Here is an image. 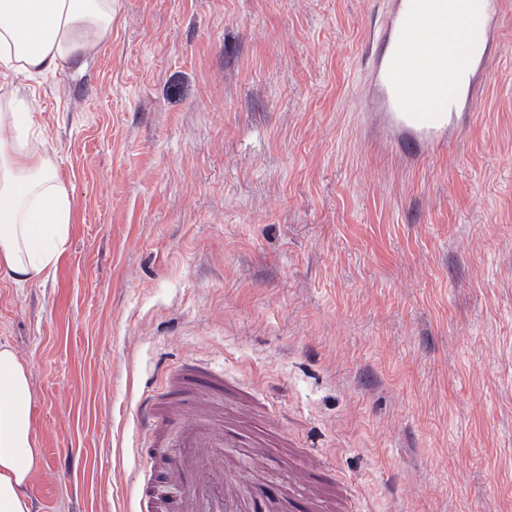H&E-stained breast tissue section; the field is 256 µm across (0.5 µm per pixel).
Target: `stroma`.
I'll return each mask as SVG.
<instances>
[{
	"label": "stroma",
	"instance_id": "1",
	"mask_svg": "<svg viewBox=\"0 0 512 512\" xmlns=\"http://www.w3.org/2000/svg\"><path fill=\"white\" fill-rule=\"evenodd\" d=\"M383 0H112L90 59L27 80L74 222L0 274L29 370L32 512H137L138 405L179 360L258 386L366 512H512V5L444 153L364 112Z\"/></svg>",
	"mask_w": 512,
	"mask_h": 512
}]
</instances>
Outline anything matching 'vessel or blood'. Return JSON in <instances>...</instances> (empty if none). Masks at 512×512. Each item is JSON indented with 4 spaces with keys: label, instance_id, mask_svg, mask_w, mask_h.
I'll use <instances>...</instances> for the list:
<instances>
[{
    "label": "vessel or blood",
    "instance_id": "b4317fda",
    "mask_svg": "<svg viewBox=\"0 0 512 512\" xmlns=\"http://www.w3.org/2000/svg\"><path fill=\"white\" fill-rule=\"evenodd\" d=\"M503 6V0H385L373 26L372 85L364 109L381 116L387 135H404L425 157L447 146L460 115L476 105L489 49L500 38ZM448 28L456 32L450 42L444 38ZM414 35L431 44L432 53L409 56L405 46ZM200 390L219 399L235 392L223 369L185 361L165 371L160 389L139 404L144 455L174 451L170 463L182 489L179 512H361L342 494H312V486L336 482L326 460L312 464L285 492L227 465L224 449L276 440V421L225 422L203 410Z\"/></svg>",
    "mask_w": 512,
    "mask_h": 512
}]
</instances>
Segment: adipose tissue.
I'll return each instance as SVG.
<instances>
[{"instance_id":"obj_1","label":"adipose tissue","mask_w":512,"mask_h":512,"mask_svg":"<svg viewBox=\"0 0 512 512\" xmlns=\"http://www.w3.org/2000/svg\"><path fill=\"white\" fill-rule=\"evenodd\" d=\"M112 32V0H0V82L53 74L93 56ZM19 87L0 96V272L24 286L56 265L73 202ZM25 365L0 346V512H31L25 487L44 461L34 442Z\"/></svg>"}]
</instances>
